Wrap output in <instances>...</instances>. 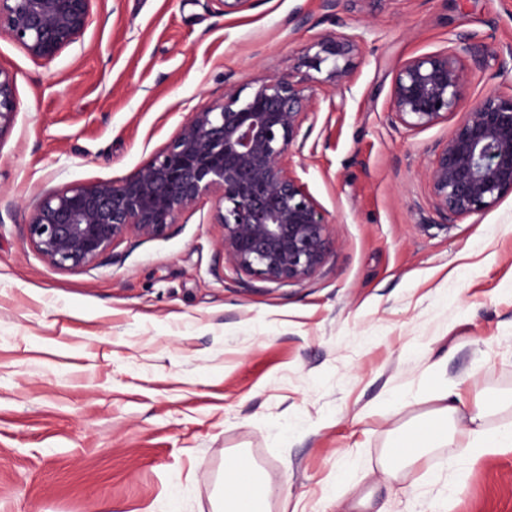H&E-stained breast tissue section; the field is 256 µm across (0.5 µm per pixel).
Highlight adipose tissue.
Returning a JSON list of instances; mask_svg holds the SVG:
<instances>
[{
    "instance_id": "obj_1",
    "label": "adipose tissue",
    "mask_w": 512,
    "mask_h": 512,
    "mask_svg": "<svg viewBox=\"0 0 512 512\" xmlns=\"http://www.w3.org/2000/svg\"><path fill=\"white\" fill-rule=\"evenodd\" d=\"M430 375L436 381L432 392L437 404L434 416L413 424L395 437L381 470L384 479H391L395 467L416 465L430 450L448 445V426L460 416L461 401L457 394L449 391L441 362H433ZM268 494V487L247 458L236 457L226 464L224 512H265Z\"/></svg>"
}]
</instances>
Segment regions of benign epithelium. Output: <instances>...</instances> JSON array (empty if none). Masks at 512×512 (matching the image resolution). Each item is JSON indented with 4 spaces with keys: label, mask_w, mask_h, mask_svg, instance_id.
<instances>
[{
    "label": "benign epithelium",
    "mask_w": 512,
    "mask_h": 512,
    "mask_svg": "<svg viewBox=\"0 0 512 512\" xmlns=\"http://www.w3.org/2000/svg\"><path fill=\"white\" fill-rule=\"evenodd\" d=\"M90 15L91 0H0V33L50 62L82 37ZM363 50L359 35L325 36L300 58V78L258 77L244 98L228 89L134 172L44 192L29 204L30 244L55 267L79 272L129 236L164 235L209 201L223 230L222 263L266 283L311 278L331 254L329 221L284 159L304 147L298 138L317 109V90L348 88ZM468 61L479 63L464 34L454 48L406 60L391 85L392 118L426 129L455 115ZM17 113L13 75L0 68V137ZM428 179L436 211L449 221L512 194V93H489L463 113L435 151Z\"/></svg>",
    "instance_id": "7a95c632"
}]
</instances>
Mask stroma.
Instances as JSON below:
<instances>
[{
	"label": "stroma",
	"mask_w": 512,
	"mask_h": 512,
	"mask_svg": "<svg viewBox=\"0 0 512 512\" xmlns=\"http://www.w3.org/2000/svg\"><path fill=\"white\" fill-rule=\"evenodd\" d=\"M348 14L364 40L352 83L318 93L288 158L334 252L290 285L219 266L207 203L80 272L49 264L25 224L42 191L126 176L227 89L292 71L340 30L323 0L234 14L92 0L48 63L0 34L18 102L0 137V512H213L239 454L269 483L268 512H337L332 488L351 485L389 512H512V449L471 448L464 421L396 480L379 470L391 433L432 409L439 358L455 393L490 402L486 428L512 422V195L445 221L427 173L456 118L412 131L389 112L397 67L462 34L482 51L462 108L512 91V0H350ZM389 392L400 404L359 418Z\"/></svg>",
	"instance_id": "obj_1"
}]
</instances>
